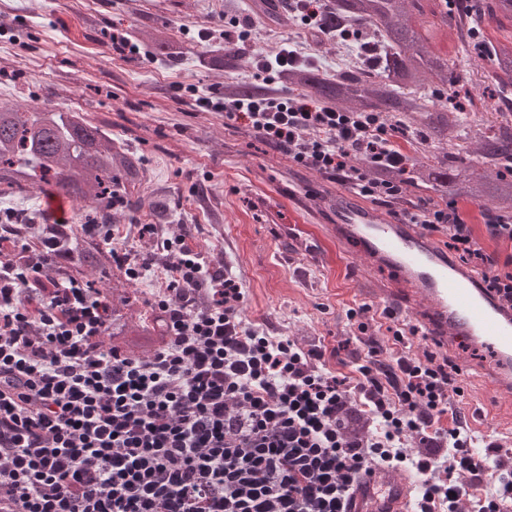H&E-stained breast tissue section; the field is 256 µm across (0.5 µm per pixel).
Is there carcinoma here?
<instances>
[{
    "mask_svg": "<svg viewBox=\"0 0 512 512\" xmlns=\"http://www.w3.org/2000/svg\"><path fill=\"white\" fill-rule=\"evenodd\" d=\"M496 19L504 32L512 23V0H491L487 12L469 0H332L322 16L331 36L357 30L382 49L377 66L363 74L338 72L325 78L308 66H296L280 75L288 86L305 90L317 101L342 112H377L401 128L423 129L420 143L432 144L426 161L407 163L398 171L406 185L437 199H468L502 214L512 212V180L497 168L512 159V103L489 106L477 88L490 76L507 87L512 84V32L495 45L485 33V17ZM158 56L178 60L184 46L158 28L138 31ZM455 37L457 52L465 53L476 40L485 49L492 72L482 68L456 71L442 52L443 37ZM210 69L228 75L243 66L241 49L228 46L203 59ZM264 93L251 83L228 81L224 96L239 98ZM462 94L467 111L478 118L482 138L477 158L450 152L448 132L456 125L455 109L448 100ZM141 157L123 142L110 138L101 126L79 112L50 105L29 107L0 102V196L22 195L32 189L86 204L90 211L113 218L112 201L121 199L145 209L159 226L170 223L167 201L145 191ZM66 261L71 273L86 277L112 267V254L69 226ZM112 332L146 342L150 349L160 328L154 314L133 309L127 280L114 274Z\"/></svg>",
    "mask_w": 512,
    "mask_h": 512,
    "instance_id": "carcinoma-1",
    "label": "carcinoma"
}]
</instances>
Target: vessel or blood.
Instances as JSON below:
<instances>
[{
  "label": "vessel or blood",
  "instance_id": "obj_1",
  "mask_svg": "<svg viewBox=\"0 0 512 512\" xmlns=\"http://www.w3.org/2000/svg\"><path fill=\"white\" fill-rule=\"evenodd\" d=\"M332 207L335 223L328 237L356 242L365 258L395 273L396 286L387 290V299L399 301L411 291L420 297L424 312L415 323L418 331L442 346L453 341L489 349L496 360L494 395L511 396L512 306L482 288L478 274L459 268L418 225L383 215L349 192L338 194ZM361 484L374 498L375 512H413L415 488L398 472L377 468L364 474Z\"/></svg>",
  "mask_w": 512,
  "mask_h": 512
}]
</instances>
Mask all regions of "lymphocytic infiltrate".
Wrapping results in <instances>:
<instances>
[{"label":"lymphocytic infiltrate","mask_w":512,"mask_h":512,"mask_svg":"<svg viewBox=\"0 0 512 512\" xmlns=\"http://www.w3.org/2000/svg\"><path fill=\"white\" fill-rule=\"evenodd\" d=\"M245 122L296 164L338 176L363 197L400 199L404 133L373 112L304 97L198 98ZM354 156L366 167L350 165ZM446 237L485 287L512 305V256L487 253L457 200L402 213ZM68 227L22 240L0 224V512H353L362 472H416L415 512H512V453L462 425L441 426L460 388L445 365L359 354L355 378L332 372L323 343L246 323L241 282L189 234L137 237L170 257L168 288L149 305L163 336L147 355L105 344L112 302L61 267ZM84 232L131 282L134 246L111 226Z\"/></svg>","instance_id":"obj_1"}]
</instances>
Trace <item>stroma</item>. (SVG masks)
<instances>
[{
    "mask_svg": "<svg viewBox=\"0 0 512 512\" xmlns=\"http://www.w3.org/2000/svg\"><path fill=\"white\" fill-rule=\"evenodd\" d=\"M211 0H10L0 10V100L52 104L84 113L113 139L137 152L146 170L147 189L167 195L172 222L163 234L175 237L191 227L197 248L217 254L244 286V317L271 336H318L336 355L329 367L352 375L361 344L351 308L369 305L367 333L383 359L436 354L453 364L480 366L467 396L455 399L452 415L476 436L499 439L512 448V434L499 432L512 420V400L494 399L487 377L488 350L458 345L439 350L434 340L405 336L402 314L386 316L377 301L395 275L361 258L353 243L324 241L319 260L281 259L286 242L279 224L331 223L326 199L344 192L329 175L294 165L288 156L243 125L228 126L219 112L197 107L200 96L224 94V76L207 69V51L224 44V15ZM255 0H238L235 14L252 36L244 44L246 62L235 79L256 83V58L287 48L300 52L326 76L336 73L330 44L314 43L309 28L283 0V21L254 11ZM145 26L162 27L186 47L170 61L149 48L119 55L112 35L136 39Z\"/></svg>",
    "mask_w": 512,
    "mask_h": 512,
    "instance_id": "1",
    "label": "stroma"
}]
</instances>
